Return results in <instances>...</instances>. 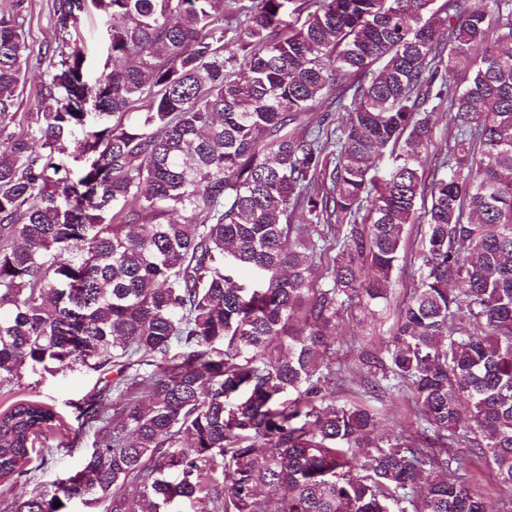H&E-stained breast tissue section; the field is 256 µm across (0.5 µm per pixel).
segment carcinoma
Segmentation results:
<instances>
[{
  "label": "carcinoma",
  "mask_w": 512,
  "mask_h": 512,
  "mask_svg": "<svg viewBox=\"0 0 512 512\" xmlns=\"http://www.w3.org/2000/svg\"><path fill=\"white\" fill-rule=\"evenodd\" d=\"M92 3L110 28L93 87L70 46L85 0H54L42 71L18 4L0 13V131L17 123L0 152V383L118 375L81 411V469L10 512L76 496L104 512H492L468 473L483 462L512 487V0ZM309 4L313 21L290 20ZM347 96L344 125L312 126ZM91 97L76 173L64 142ZM443 112L455 164L429 179ZM401 262L417 284L386 353L359 363L371 392L413 405L418 441L379 437L377 410L338 408L329 387L341 312L385 303ZM55 420L40 401L0 412L4 491L31 479ZM454 129L452 123L449 121V114H440L438 119L435 120L433 128L432 144L428 151L421 154V165L426 176L431 177L443 157H448V163L451 160V155L448 153V148L454 145Z\"/></svg>",
  "instance_id": "cac0c4a2"
}]
</instances>
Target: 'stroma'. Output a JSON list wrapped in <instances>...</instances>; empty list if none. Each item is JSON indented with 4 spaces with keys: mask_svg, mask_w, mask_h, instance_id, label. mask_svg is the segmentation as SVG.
Returning <instances> with one entry per match:
<instances>
[{
    "mask_svg": "<svg viewBox=\"0 0 512 512\" xmlns=\"http://www.w3.org/2000/svg\"><path fill=\"white\" fill-rule=\"evenodd\" d=\"M53 0H23L19 11L32 62H39L40 53L57 37L51 20ZM71 43L81 49L89 64L90 78H98L108 57L110 44L107 25L95 8L81 14L72 31ZM413 284L410 269L396 270L392 276L389 299L383 308L352 307L340 319L341 332L334 344L332 367L340 380L336 388L337 406L365 402L379 409L381 432L389 436L403 433L415 437L417 424L413 411L401 399L370 393L367 376L360 367L362 349L384 348L390 337L396 311ZM116 377L112 369L98 372L77 366L64 372L42 376L28 375L20 382L0 385V411L20 400H37L52 406L56 413L54 429L36 443L33 459H44V466L33 472L30 484H21L17 493L29 492L31 486L54 491L60 479L77 471L92 434L81 429L80 409L90 395L111 387Z\"/></svg>",
    "mask_w": 512,
    "mask_h": 512,
    "instance_id": "35a3bbf8",
    "label": "stroma"
}]
</instances>
